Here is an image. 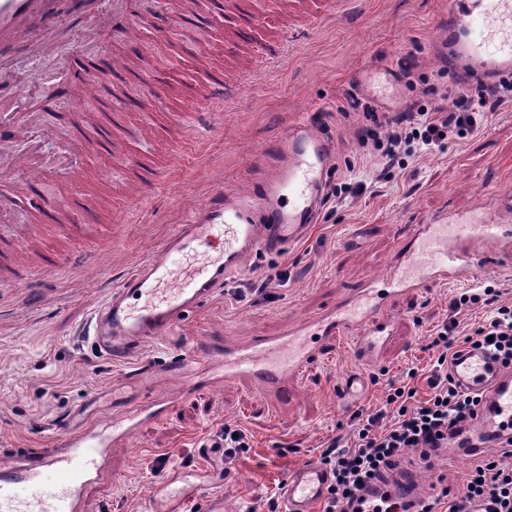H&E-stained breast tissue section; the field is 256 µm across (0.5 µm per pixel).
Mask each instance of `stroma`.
<instances>
[{"label": "stroma", "mask_w": 512, "mask_h": 512, "mask_svg": "<svg viewBox=\"0 0 512 512\" xmlns=\"http://www.w3.org/2000/svg\"><path fill=\"white\" fill-rule=\"evenodd\" d=\"M305 2L243 0L251 28L230 12L219 30L205 0L187 10L166 6L163 19L134 36L150 49L149 59L126 54L123 81L136 104L116 125L98 106L112 90V32L99 16L71 26L68 71H51L49 62H34L24 50L15 66L0 69V102L20 97L22 109L38 114L48 129L41 194L63 212L72 199L82 202L71 224L46 221L15 203L0 209V223L15 225L20 255L33 266L31 279L0 278V456L50 447L53 420L78 410L85 420L101 421L120 414L121 397L166 394L173 401L165 418L143 424L126 446L112 450L85 490V512H167V495L187 480L201 491L180 512H253L281 493L290 470L317 461L328 440L351 437V415L379 409L389 380L436 360L430 336L446 317L451 294L492 281L503 302H512V266L492 261L454 284L399 298L375 362L359 361L351 339H343L307 378L290 382L284 405L249 382L225 380L223 368L202 361L188 364L183 382L167 372L200 336L236 346L284 335L383 272L406 248L412 225L512 192V100L479 130L415 158L387 182L377 180L381 162L365 154L355 135L365 118L353 99L384 111L450 87L475 93L436 61L448 0H349L320 24ZM283 34L290 55L273 69L260 49ZM88 39L98 44L91 55L82 51ZM408 57L416 63L412 85L398 83L393 99L375 96L368 68L396 70ZM147 63L163 76L150 92L138 84ZM216 70L255 75L218 112L202 97ZM90 73L103 83H85ZM312 111L334 144L331 180L362 181L363 193L321 206L301 241L248 257L211 300L134 363L102 359L80 332L120 277L157 255L213 191L246 192L262 173L266 141ZM101 131L111 136L113 153L97 149ZM150 166L163 168V189L141 177ZM274 269L287 272L286 285L267 282ZM351 373L364 381L352 403L340 394ZM228 425L249 441L229 462L216 446Z\"/></svg>", "instance_id": "stroma-1"}]
</instances>
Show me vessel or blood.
I'll return each instance as SVG.
<instances>
[{
  "label": "vessel or blood",
  "mask_w": 512,
  "mask_h": 512,
  "mask_svg": "<svg viewBox=\"0 0 512 512\" xmlns=\"http://www.w3.org/2000/svg\"><path fill=\"white\" fill-rule=\"evenodd\" d=\"M109 4L105 22L117 41H130L142 15L131 12V0ZM35 19L40 36L31 43V54L54 52L60 69H67L71 54L55 0H0V65L15 58ZM441 62L477 86L512 78V0H450ZM241 88L215 72L205 95L221 105L236 99ZM267 150L275 168L272 178L250 194L211 193L200 211L168 237L160 254L128 274L95 310L92 344L100 357L111 363L136 360L148 343L169 335L223 287L247 256L281 251L316 221L333 143L319 130L315 115ZM492 206L494 217L477 222L443 215L412 225V244L392 260L386 291L366 285L348 302L276 339L228 347L208 337L196 348L204 359L223 365L225 378L250 380L272 401L283 402L289 379L307 374L340 335L362 331L365 340L357 352L373 356L398 298L455 281L461 271L485 261L511 265L512 196L495 195ZM451 374L462 389L480 392L482 403L476 417L449 438V447L469 458L500 445L499 423L512 418V372L473 351L453 363ZM167 407L166 400L152 397L112 424L79 426L70 417L58 421L52 427L54 447L0 461V512H84V490L98 478L112 447L125 443L142 420L162 419ZM331 482L330 470L319 463L295 467L284 483L283 512H316ZM417 484V471L410 468L388 483L373 484L366 496L386 493L397 502V512H417Z\"/></svg>",
  "instance_id": "obj_1"
}]
</instances>
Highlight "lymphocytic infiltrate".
<instances>
[{"instance_id":"f902f5d3","label":"lymphocytic infiltrate","mask_w":512,"mask_h":512,"mask_svg":"<svg viewBox=\"0 0 512 512\" xmlns=\"http://www.w3.org/2000/svg\"><path fill=\"white\" fill-rule=\"evenodd\" d=\"M512 93V82L480 89L477 96L461 92L453 108H430L410 102L398 112H376L354 100L364 110L367 124L357 131L361 143L371 144L383 161L379 177L389 180L404 168L410 157L433 150L447 139L479 129L503 98ZM495 285L480 283L451 295L448 313L435 330L432 344L440 361L428 372L408 369L404 383H389L383 408L355 411L351 416L353 444L335 437L324 446L320 464L329 468L333 482L323 512H361L364 491L372 482L392 474L407 450L437 447L455 426L472 420L481 396L461 390L448 372L449 361L462 351L486 349L494 360L512 369V303L500 300ZM485 309L489 317L464 338L455 335L458 315L466 310ZM423 379L427 392L419 394L414 379ZM503 458L484 457L467 468L458 494L449 501L447 512H512V466Z\"/></svg>"}]
</instances>
